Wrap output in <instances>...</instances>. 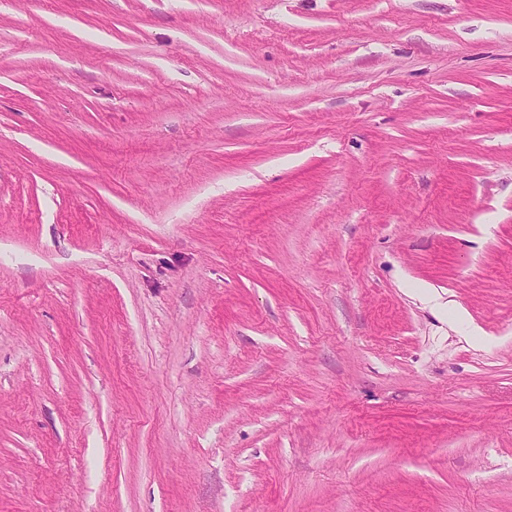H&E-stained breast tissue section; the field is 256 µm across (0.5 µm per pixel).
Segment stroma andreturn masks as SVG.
I'll return each instance as SVG.
<instances>
[{
    "label": "stroma",
    "instance_id": "obj_1",
    "mask_svg": "<svg viewBox=\"0 0 512 512\" xmlns=\"http://www.w3.org/2000/svg\"><path fill=\"white\" fill-rule=\"evenodd\" d=\"M0 512H512V0H0Z\"/></svg>",
    "mask_w": 512,
    "mask_h": 512
}]
</instances>
